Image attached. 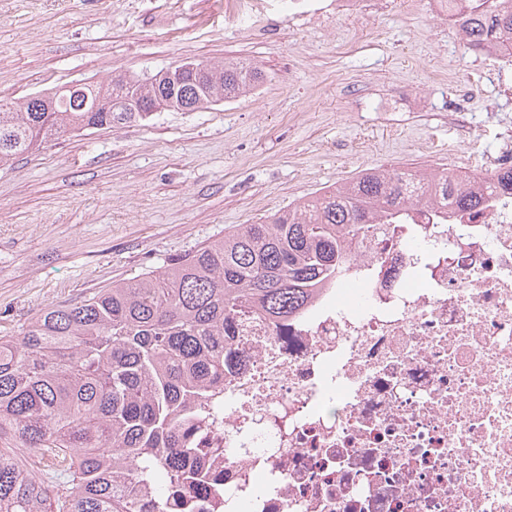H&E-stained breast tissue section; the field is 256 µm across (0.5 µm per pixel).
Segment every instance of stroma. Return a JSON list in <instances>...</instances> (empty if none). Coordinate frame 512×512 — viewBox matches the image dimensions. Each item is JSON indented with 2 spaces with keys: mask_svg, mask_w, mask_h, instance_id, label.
I'll return each mask as SVG.
<instances>
[{
  "mask_svg": "<svg viewBox=\"0 0 512 512\" xmlns=\"http://www.w3.org/2000/svg\"><path fill=\"white\" fill-rule=\"evenodd\" d=\"M318 2L254 0L231 25L224 0H0V99L183 60L265 74L234 100L75 131L0 167V336L365 169L478 174L512 140V67L490 77L432 0H366L321 26Z\"/></svg>",
  "mask_w": 512,
  "mask_h": 512,
  "instance_id": "stroma-1",
  "label": "stroma"
}]
</instances>
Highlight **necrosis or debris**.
Segmentation results:
<instances>
[{
	"instance_id": "necrosis-or-debris-1",
	"label": "necrosis or debris",
	"mask_w": 512,
	"mask_h": 512,
	"mask_svg": "<svg viewBox=\"0 0 512 512\" xmlns=\"http://www.w3.org/2000/svg\"><path fill=\"white\" fill-rule=\"evenodd\" d=\"M217 407L174 512H512V194L412 209L295 315L243 316Z\"/></svg>"
}]
</instances>
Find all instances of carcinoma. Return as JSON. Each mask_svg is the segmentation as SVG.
Wrapping results in <instances>:
<instances>
[{
	"mask_svg": "<svg viewBox=\"0 0 512 512\" xmlns=\"http://www.w3.org/2000/svg\"><path fill=\"white\" fill-rule=\"evenodd\" d=\"M460 31L483 50L512 33V0H454ZM264 80L249 63L164 72L96 87L84 100H0V166L76 130L124 125L146 112L117 108L136 91L144 104L171 98L183 112L221 93L237 98ZM512 171L461 187L446 173L433 186L418 170L373 168L262 224H239L161 271L114 282L80 304L48 305L16 336H0V512H164L169 497L203 478L186 425L218 418L230 326L256 310L285 320L313 288L341 271L349 241L397 222L419 204L478 209ZM50 469L42 476L45 463Z\"/></svg>",
	"mask_w": 512,
	"mask_h": 512,
	"instance_id": "obj_1",
	"label": "carcinoma"
}]
</instances>
